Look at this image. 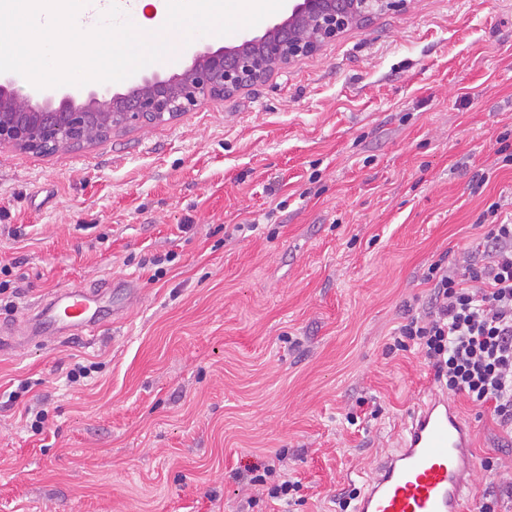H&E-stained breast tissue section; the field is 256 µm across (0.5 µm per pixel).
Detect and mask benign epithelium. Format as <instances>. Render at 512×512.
<instances>
[{"mask_svg": "<svg viewBox=\"0 0 512 512\" xmlns=\"http://www.w3.org/2000/svg\"><path fill=\"white\" fill-rule=\"evenodd\" d=\"M406 6L407 0H287L285 17L263 35L195 51L191 65L176 76L134 74L122 92L32 86L20 97L15 87L24 77L0 76V148L51 154L101 142L117 130L168 121L209 97L234 93L316 53L383 11Z\"/></svg>", "mask_w": 512, "mask_h": 512, "instance_id": "obj_1", "label": "benign epithelium"}]
</instances>
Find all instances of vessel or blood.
<instances>
[{
	"label": "vessel or blood",
	"instance_id": "1",
	"mask_svg": "<svg viewBox=\"0 0 512 512\" xmlns=\"http://www.w3.org/2000/svg\"><path fill=\"white\" fill-rule=\"evenodd\" d=\"M106 284L54 292L42 299L33 330L77 331L95 345L97 307ZM472 432L455 400L432 391L411 413L395 448L377 456L357 498L355 512H464L475 463Z\"/></svg>",
	"mask_w": 512,
	"mask_h": 512
}]
</instances>
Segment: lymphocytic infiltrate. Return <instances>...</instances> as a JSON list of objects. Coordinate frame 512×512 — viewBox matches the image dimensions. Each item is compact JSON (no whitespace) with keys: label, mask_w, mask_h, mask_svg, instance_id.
<instances>
[{"label":"lymphocytic infiltrate","mask_w":512,"mask_h":512,"mask_svg":"<svg viewBox=\"0 0 512 512\" xmlns=\"http://www.w3.org/2000/svg\"><path fill=\"white\" fill-rule=\"evenodd\" d=\"M486 250L460 272L431 264L430 302L398 332L418 345L442 389L492 406L512 434V219L491 223Z\"/></svg>","instance_id":"obj_1"}]
</instances>
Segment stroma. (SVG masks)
<instances>
[{"label": "stroma", "mask_w": 512, "mask_h": 512, "mask_svg": "<svg viewBox=\"0 0 512 512\" xmlns=\"http://www.w3.org/2000/svg\"><path fill=\"white\" fill-rule=\"evenodd\" d=\"M507 153L512 0H410L168 122L0 148V319L111 285L94 346L0 357V512H341L437 388L395 330L512 212ZM457 405L482 512L512 440ZM278 454L285 503L239 478Z\"/></svg>", "instance_id": "1"}]
</instances>
